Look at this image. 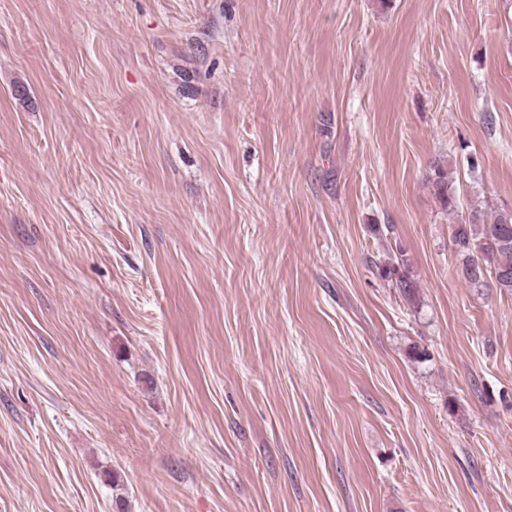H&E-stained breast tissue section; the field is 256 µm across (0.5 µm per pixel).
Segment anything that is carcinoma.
<instances>
[{"mask_svg": "<svg viewBox=\"0 0 512 512\" xmlns=\"http://www.w3.org/2000/svg\"><path fill=\"white\" fill-rule=\"evenodd\" d=\"M426 183L442 208L456 210L459 195L443 163L432 162ZM452 243L469 287L483 288L491 279L500 290L512 291V207L504 205L491 214L477 205L472 207L467 220L453 225ZM384 274L410 305H419L418 287L410 277L407 259L387 264Z\"/></svg>", "mask_w": 512, "mask_h": 512, "instance_id": "cac0c4a2", "label": "carcinoma"}]
</instances>
